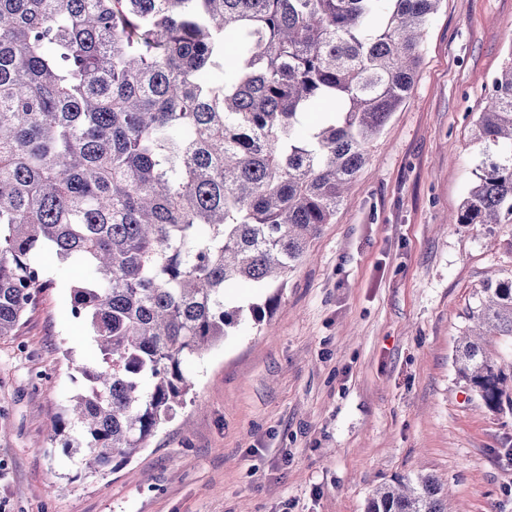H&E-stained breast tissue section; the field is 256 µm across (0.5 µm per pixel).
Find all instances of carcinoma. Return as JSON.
<instances>
[{
  "mask_svg": "<svg viewBox=\"0 0 512 512\" xmlns=\"http://www.w3.org/2000/svg\"><path fill=\"white\" fill-rule=\"evenodd\" d=\"M441 2L0 0V336L52 287L40 251L87 271L70 315L100 358L60 423L86 469L128 462L185 405V363L241 317L226 285L275 289L248 306L270 318L410 97ZM474 139L488 151L452 223L512 222V58ZM467 320L458 378L512 412V362L485 345L512 339V277ZM366 512L450 510L419 476Z\"/></svg>",
  "mask_w": 512,
  "mask_h": 512,
  "instance_id": "carcinoma-1",
  "label": "carcinoma"
}]
</instances>
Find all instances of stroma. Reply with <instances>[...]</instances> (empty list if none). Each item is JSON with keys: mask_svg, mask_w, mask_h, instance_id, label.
<instances>
[{"mask_svg": "<svg viewBox=\"0 0 512 512\" xmlns=\"http://www.w3.org/2000/svg\"><path fill=\"white\" fill-rule=\"evenodd\" d=\"M512 59V0H442L414 89L368 150L270 326L242 314L186 372L193 389L117 469L73 464L57 419L97 357L71 321L77 273L0 337V512H365L401 476L435 477L454 512H512V413L454 358L486 277L512 275L511 224H452L484 147L473 136Z\"/></svg>", "mask_w": 512, "mask_h": 512, "instance_id": "1", "label": "stroma"}]
</instances>
